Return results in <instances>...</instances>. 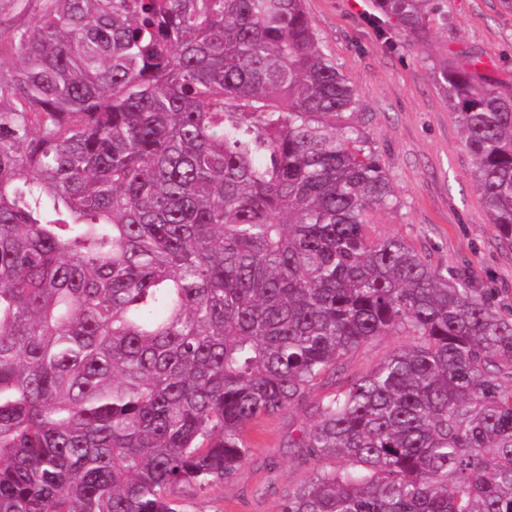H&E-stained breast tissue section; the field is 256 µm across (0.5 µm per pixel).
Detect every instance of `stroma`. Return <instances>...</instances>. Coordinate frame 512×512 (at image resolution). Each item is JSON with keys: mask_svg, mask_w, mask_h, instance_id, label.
<instances>
[{"mask_svg": "<svg viewBox=\"0 0 512 512\" xmlns=\"http://www.w3.org/2000/svg\"><path fill=\"white\" fill-rule=\"evenodd\" d=\"M304 10L326 53L352 82L357 119L396 192L394 206L372 214L376 232L404 238L433 267L464 274L471 287L511 312L512 251L499 245L476 190L474 160L433 72L461 54L478 55L487 77L512 91V10L501 0H434L424 37L397 40L392 48L370 22L373 0H304ZM409 342L402 333L368 340L300 404L251 423L246 463L207 492L184 490V512H275L282 492L315 467L290 448L291 439L316 419L326 396Z\"/></svg>", "mask_w": 512, "mask_h": 512, "instance_id": "1", "label": "stroma"}]
</instances>
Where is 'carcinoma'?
<instances>
[{"label": "carcinoma", "mask_w": 512, "mask_h": 512, "mask_svg": "<svg viewBox=\"0 0 512 512\" xmlns=\"http://www.w3.org/2000/svg\"><path fill=\"white\" fill-rule=\"evenodd\" d=\"M0 6V512H183L247 426L412 343L293 443L276 512H512V316L371 213L391 181L303 0ZM399 34L433 0H374ZM434 78L512 250V93Z\"/></svg>", "instance_id": "cac0c4a2"}]
</instances>
